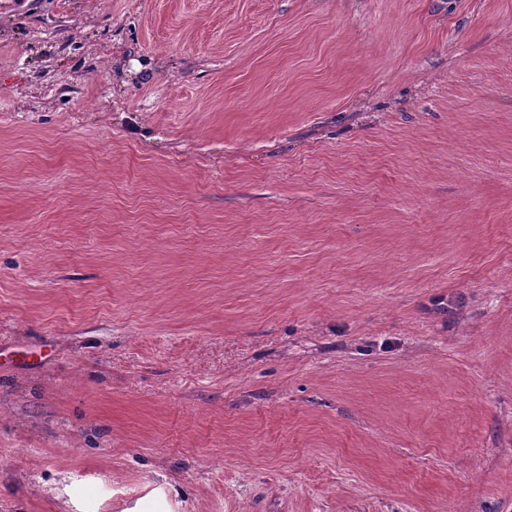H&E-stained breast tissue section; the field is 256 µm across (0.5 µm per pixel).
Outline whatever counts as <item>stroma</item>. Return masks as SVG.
<instances>
[{
  "label": "stroma",
  "mask_w": 512,
  "mask_h": 512,
  "mask_svg": "<svg viewBox=\"0 0 512 512\" xmlns=\"http://www.w3.org/2000/svg\"><path fill=\"white\" fill-rule=\"evenodd\" d=\"M0 512H512V0L0 12Z\"/></svg>",
  "instance_id": "1"
}]
</instances>
